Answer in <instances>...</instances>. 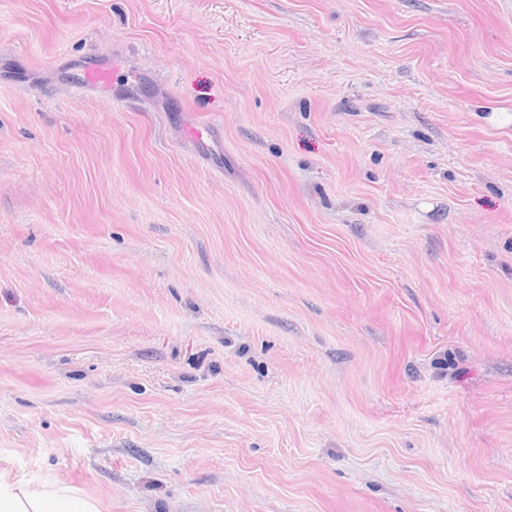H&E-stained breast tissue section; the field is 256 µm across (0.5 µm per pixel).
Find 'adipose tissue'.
<instances>
[{
	"label": "adipose tissue",
	"mask_w": 512,
	"mask_h": 512,
	"mask_svg": "<svg viewBox=\"0 0 512 512\" xmlns=\"http://www.w3.org/2000/svg\"><path fill=\"white\" fill-rule=\"evenodd\" d=\"M0 512H100V507L96 499L64 482L0 480Z\"/></svg>",
	"instance_id": "adipose-tissue-1"
}]
</instances>
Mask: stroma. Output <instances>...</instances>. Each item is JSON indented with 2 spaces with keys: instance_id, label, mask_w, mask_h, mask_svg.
I'll return each instance as SVG.
<instances>
[{
  "instance_id": "stroma-1",
  "label": "stroma",
  "mask_w": 512,
  "mask_h": 512,
  "mask_svg": "<svg viewBox=\"0 0 512 512\" xmlns=\"http://www.w3.org/2000/svg\"><path fill=\"white\" fill-rule=\"evenodd\" d=\"M4 472L512 512V0H0Z\"/></svg>"
}]
</instances>
